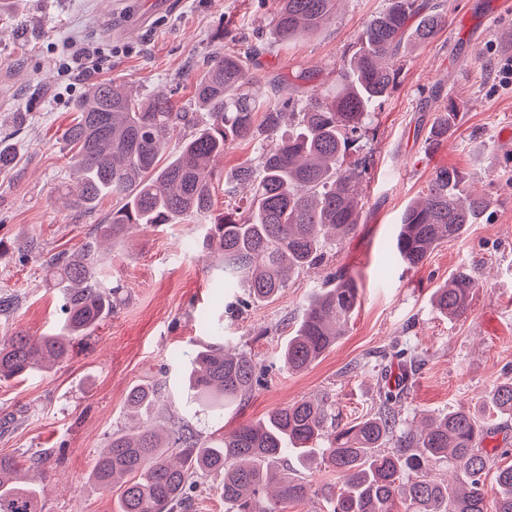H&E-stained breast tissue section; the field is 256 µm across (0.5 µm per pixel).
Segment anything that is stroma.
Instances as JSON below:
<instances>
[{
    "label": "stroma",
    "mask_w": 512,
    "mask_h": 512,
    "mask_svg": "<svg viewBox=\"0 0 512 512\" xmlns=\"http://www.w3.org/2000/svg\"><path fill=\"white\" fill-rule=\"evenodd\" d=\"M492 0H445L447 22L436 37L403 60L397 86L367 132L370 164L362 178L365 206L347 239L327 245L322 262L293 274L271 301L238 309L244 296L214 278L204 253L181 251L184 238H202L199 224H169L130 233L108 248L101 271L122 287L112 315L74 347L71 359L46 372L0 381V455L27 461L48 455L33 472L43 512H118L116 493L90 474L113 434L144 422L187 425L211 436L215 427L186 385L196 352L211 327L251 352L267 369L242 405L224 412L225 430L263 418L304 397L326 398L339 423L377 400L381 353L392 348L417 360L402 423L477 404L512 379V84L497 62L512 57L501 42L512 11L480 23ZM384 0H341L316 35L272 46L260 55L262 80H289L288 94L304 102L313 91L334 90L358 32ZM278 0H11L0 9V141L13 148L14 168L0 174V297L12 299L0 316V337L59 333L58 294L48 288L44 261L77 249L112 207L72 222L53 191L69 177L63 139L73 107L88 87L118 81L141 97L162 92L194 111L187 73L201 72L220 43L267 40ZM100 49L109 60L76 80L62 75L68 51ZM461 105L456 132L428 143L432 118L449 97ZM453 167L491 206L482 223L439 245L414 269L393 253L402 211L425 190L435 171ZM32 243L28 256L17 247ZM462 268L480 269L465 318L449 320L432 304L435 288ZM354 276L360 305L344 336L307 370L283 368L280 349L308 296L336 270ZM137 384L158 389L151 418L130 415L126 394Z\"/></svg>",
    "instance_id": "stroma-1"
}]
</instances>
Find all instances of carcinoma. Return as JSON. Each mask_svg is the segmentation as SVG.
I'll return each instance as SVG.
<instances>
[{"instance_id":"obj_1","label":"carcinoma","mask_w":512,"mask_h":512,"mask_svg":"<svg viewBox=\"0 0 512 512\" xmlns=\"http://www.w3.org/2000/svg\"><path fill=\"white\" fill-rule=\"evenodd\" d=\"M337 0H279L273 38L282 43L318 32ZM445 21L441 5L424 10L418 0H386L357 37L333 95H311L300 110L262 84L250 62L257 48L230 47L213 53L191 80L195 112L175 109L157 93L145 101L126 85L98 83L75 103L78 116L65 130L71 151V182L57 188L63 208L78 219L106 197L112 210L72 254L51 256L49 284L61 296L63 331L0 338V380L50 369L69 360L73 342L112 315L119 286L99 275L100 241L114 242L135 228L208 220L202 247L224 262V284L245 288L241 303L261 304L288 287L291 274L322 261L329 240L342 242L356 229L364 207L360 187L367 167L365 136L374 113L396 86L400 63L411 48L431 41ZM459 103L448 97L430 128L438 145L459 125ZM262 122L256 123L257 115ZM288 132L278 135L283 124ZM266 134L260 175L245 165L224 177V194L249 188L246 206L231 205L210 219L217 172L214 162L232 143ZM489 207L453 168L438 169L419 198L409 203L394 249L416 268L442 243L459 239ZM479 285L476 273L456 271L435 289L433 303L450 319L464 318ZM359 303L355 279L337 273L329 288L312 293L288 342L281 348L290 373L308 369L345 334ZM262 370L251 353L215 341L196 353L189 389L219 421L224 408L249 396ZM157 392L134 386L130 408L155 409ZM399 397L381 388L365 414L326 433L332 418L323 399L287 403L257 422L218 437L200 438L181 425L162 434L151 425L135 434L112 435L93 477L105 492L118 491L119 512H180L186 490L209 471L224 473L222 496L229 512H285L309 494V482L288 474L281 462L293 455L302 465L319 461L336 476L320 488L328 512H512V466L497 471L493 498L484 476L498 449L484 440L498 431L484 413L512 416V381L497 384L480 405H460L398 428ZM452 464V475L439 476ZM0 512H43L40 492L13 456L0 455Z\"/></svg>"}]
</instances>
